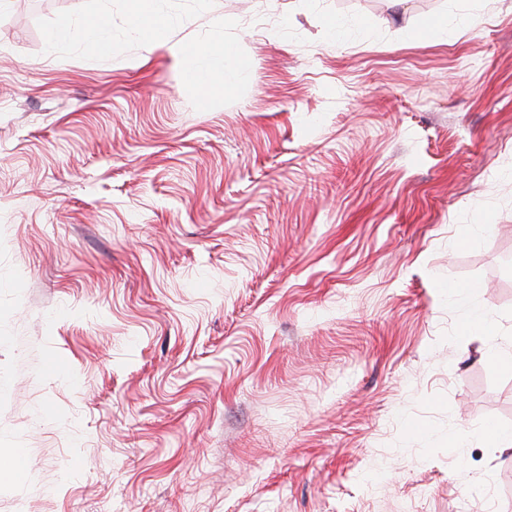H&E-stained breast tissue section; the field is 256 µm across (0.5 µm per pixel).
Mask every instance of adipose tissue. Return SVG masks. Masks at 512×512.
<instances>
[{
	"label": "adipose tissue",
	"instance_id": "adipose-tissue-1",
	"mask_svg": "<svg viewBox=\"0 0 512 512\" xmlns=\"http://www.w3.org/2000/svg\"><path fill=\"white\" fill-rule=\"evenodd\" d=\"M50 45L73 44L90 57L108 54L112 37L106 27L95 19L74 21L60 19L48 34ZM169 51L179 66L184 86L194 89L204 99H217L237 91L248 79L239 60L236 44L224 42L201 46L174 43Z\"/></svg>",
	"mask_w": 512,
	"mask_h": 512
}]
</instances>
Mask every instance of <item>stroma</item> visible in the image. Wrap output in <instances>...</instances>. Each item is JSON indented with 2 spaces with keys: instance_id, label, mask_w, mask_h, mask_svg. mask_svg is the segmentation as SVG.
<instances>
[{
  "instance_id": "obj_1",
  "label": "stroma",
  "mask_w": 512,
  "mask_h": 512,
  "mask_svg": "<svg viewBox=\"0 0 512 512\" xmlns=\"http://www.w3.org/2000/svg\"><path fill=\"white\" fill-rule=\"evenodd\" d=\"M161 9L0 7V512H512V0ZM225 40L202 101L168 47ZM132 23L129 32L133 36L144 35L147 31L166 28L172 23L158 8V0H131ZM48 42L51 46L63 43L76 45L89 57L103 56L112 50V36L96 19L77 22L69 17L62 18L49 32ZM463 329L466 335L494 336L497 332L496 325L490 322L480 310H473L466 315ZM480 434L490 448H499L501 450L512 449L511 428L491 427L488 421H486L480 427Z\"/></svg>"
}]
</instances>
